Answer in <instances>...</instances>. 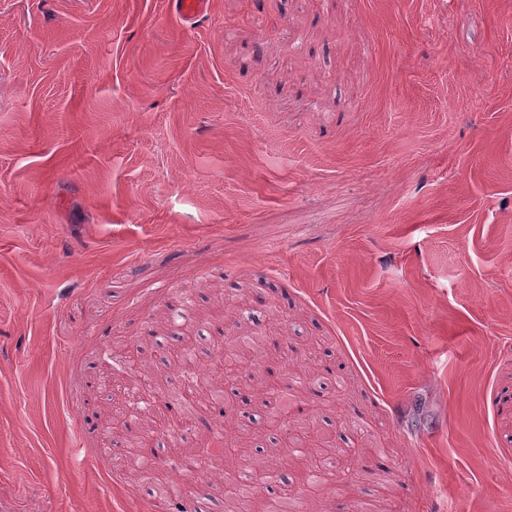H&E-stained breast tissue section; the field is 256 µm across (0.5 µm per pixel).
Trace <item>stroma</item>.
I'll return each instance as SVG.
<instances>
[{
  "instance_id": "obj_1",
  "label": "stroma",
  "mask_w": 512,
  "mask_h": 512,
  "mask_svg": "<svg viewBox=\"0 0 512 512\" xmlns=\"http://www.w3.org/2000/svg\"><path fill=\"white\" fill-rule=\"evenodd\" d=\"M247 331L258 379L147 451L162 338ZM313 342L294 415L351 473L305 512H512V0H0V512H156L196 449L270 447ZM176 13L184 22L192 26L195 20L203 15L209 6L208 0H171Z\"/></svg>"
}]
</instances>
